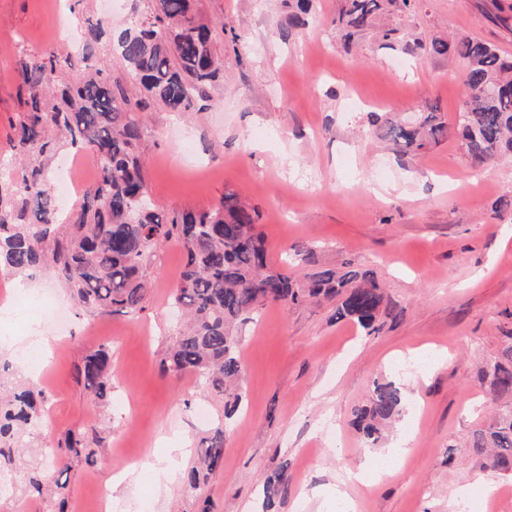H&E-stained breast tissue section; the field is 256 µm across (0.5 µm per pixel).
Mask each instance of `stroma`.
<instances>
[{"instance_id":"stroma-1","label":"stroma","mask_w":512,"mask_h":512,"mask_svg":"<svg viewBox=\"0 0 512 512\" xmlns=\"http://www.w3.org/2000/svg\"><path fill=\"white\" fill-rule=\"evenodd\" d=\"M294 0H197L217 29L220 85L201 109L155 108L140 115L150 195L164 211L214 205L236 192L260 217L271 264L295 280L315 266L370 272L384 302L376 332L336 320L335 301L265 303L242 325L244 407L226 434L224 465L203 492L183 480L158 487L130 480V512H263L267 475L288 463L291 492L276 512H321L317 492L368 451L354 423L375 384L391 382L402 416L381 447L405 434L412 449L385 474L368 461L366 484L350 489L355 512H452L460 490L479 512L477 489L512 486L472 446L475 430L504 413L493 401V366L512 354V154L473 171L455 138L405 154L374 135L373 119L406 118L435 107L453 122L463 100L460 60L419 50L459 34L512 56V0H380L371 26L347 35L342 0H311L302 22ZM151 0H0V160L14 156L13 126L24 109L20 56L56 55L65 79L87 63L65 37L68 15L98 19L113 34L150 12ZM185 262L177 241L153 250L142 311L105 315L78 309L68 288L45 272L28 282L50 303L15 302L0 325L14 380L41 391L48 413L31 448L96 430L94 462L41 458L52 499L14 488L0 512H100L99 490L131 466L163 460L173 443L198 448L224 417V400L205 379L161 370L176 334L171 306ZM38 321L54 354L46 375L18 365ZM107 348L112 396L98 399L76 377Z\"/></svg>"}]
</instances>
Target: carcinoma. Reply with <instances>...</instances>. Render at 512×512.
Segmentation results:
<instances>
[{"mask_svg":"<svg viewBox=\"0 0 512 512\" xmlns=\"http://www.w3.org/2000/svg\"><path fill=\"white\" fill-rule=\"evenodd\" d=\"M378 0H344L341 19L351 30L367 27ZM89 37L83 59L95 55L101 24L87 20ZM214 27L197 13L195 0H153L150 14L122 32L117 50L139 81L132 97L103 69L59 82L54 55L31 60L21 57L17 67L26 88V109L19 113L16 148L29 160L14 178H0V265L31 278L44 270L55 274L85 310L130 314L143 310L149 279L146 258L160 243L176 239L186 262L173 293L182 309L185 327L166 349L162 365L173 374L195 373L209 380L224 398V423L213 427L197 449L200 465L188 470L186 486L203 490L221 468L227 428L242 402L237 388L243 368L239 357V326L260 304H296L320 296L339 298L336 320H350L372 333L383 303V292L367 271L341 273L316 267L299 283L268 265V243L258 230V211L227 192L207 208L172 212L157 209L147 192L140 150L137 114L159 103L170 112H190L207 98L220 77L214 55ZM438 55L467 62L465 100L453 126L433 111L413 123L390 118L376 129L378 139L418 153L455 134L461 138L477 170L504 151L512 152V58L471 37L430 45ZM93 152L98 179L72 209L69 223H58V209L47 189L46 161L59 144ZM112 363L99 349L77 367L86 389L104 399L111 390ZM494 395L512 399V363L495 364ZM40 393L18 387L0 395V469L17 470L19 444L38 427L43 413ZM401 396L391 384L375 387L368 405L354 411L368 440L379 437L378 425L400 413ZM89 440H68L58 446L66 458L93 460ZM473 447L490 448L494 465L512 470V414L479 431ZM24 489L40 494L42 472L31 466L20 472ZM288 462L265 481L266 506L288 496Z\"/></svg>","mask_w":512,"mask_h":512,"instance_id":"1","label":"carcinoma"}]
</instances>
